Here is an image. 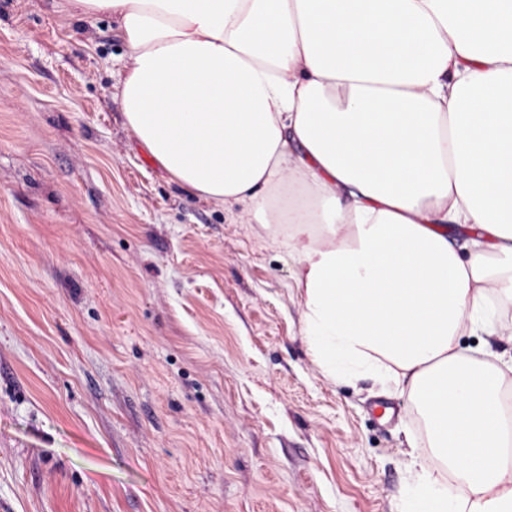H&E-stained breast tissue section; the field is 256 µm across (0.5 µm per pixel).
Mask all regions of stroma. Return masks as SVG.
<instances>
[{"mask_svg":"<svg viewBox=\"0 0 512 512\" xmlns=\"http://www.w3.org/2000/svg\"><path fill=\"white\" fill-rule=\"evenodd\" d=\"M0 0V512H401L408 395L326 378L283 244L125 125L106 16ZM460 347L512 353V299Z\"/></svg>","mask_w":512,"mask_h":512,"instance_id":"obj_1","label":"stroma"}]
</instances>
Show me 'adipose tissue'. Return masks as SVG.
I'll list each match as a JSON object with an SVG mask.
<instances>
[{
    "label": "adipose tissue",
    "mask_w": 512,
    "mask_h": 512,
    "mask_svg": "<svg viewBox=\"0 0 512 512\" xmlns=\"http://www.w3.org/2000/svg\"><path fill=\"white\" fill-rule=\"evenodd\" d=\"M55 9L116 21L124 123L172 182L287 248L323 375L409 391L403 512H512V359L457 344L512 298V0Z\"/></svg>",
    "instance_id": "ef3b65f1"
}]
</instances>
